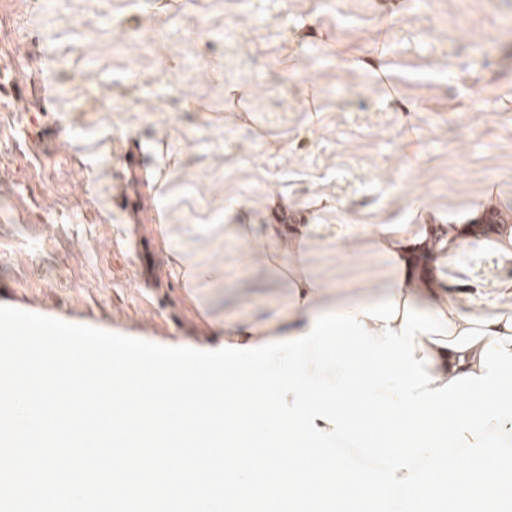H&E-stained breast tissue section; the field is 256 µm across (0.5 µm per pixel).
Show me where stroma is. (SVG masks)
Segmentation results:
<instances>
[{
	"instance_id": "obj_1",
	"label": "stroma",
	"mask_w": 512,
	"mask_h": 512,
	"mask_svg": "<svg viewBox=\"0 0 512 512\" xmlns=\"http://www.w3.org/2000/svg\"><path fill=\"white\" fill-rule=\"evenodd\" d=\"M272 194L341 285L389 267L343 264L349 225L512 213V0H0V305L215 348L286 303L227 229ZM173 254L222 276L185 287ZM436 275L498 304L512 257L484 227Z\"/></svg>"
}]
</instances>
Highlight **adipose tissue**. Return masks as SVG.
<instances>
[{"instance_id": "1", "label": "adipose tissue", "mask_w": 512, "mask_h": 512, "mask_svg": "<svg viewBox=\"0 0 512 512\" xmlns=\"http://www.w3.org/2000/svg\"><path fill=\"white\" fill-rule=\"evenodd\" d=\"M233 230L249 245L247 260L260 261L287 283L288 312L255 323H225V343L234 345L244 337L253 345L294 339L312 330L315 317L332 312L355 314L375 334L387 326L400 330L405 310L430 315L440 312L450 323V336L419 332L413 344L416 356H429L426 371L443 385L467 372L481 374L480 354L485 345L501 335H512L511 307L504 305L496 312L479 310L461 294L441 286L431 273L433 267L468 246L469 225H449L433 248L425 235H414L408 224L359 226V233L369 239L371 248L391 260L392 274L347 288L334 286L311 272L305 233L289 234L282 225L270 224L264 236L256 239L250 225L237 224Z\"/></svg>"}]
</instances>
